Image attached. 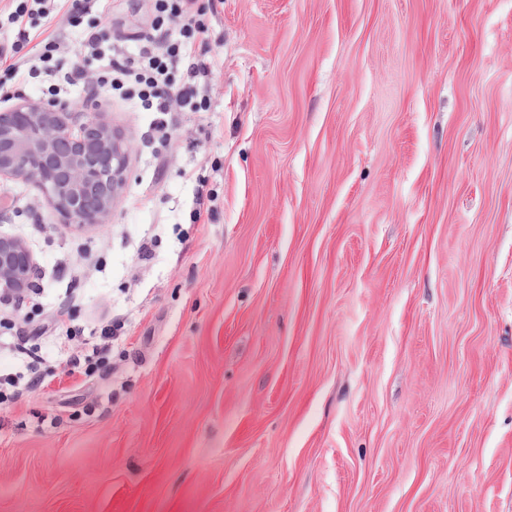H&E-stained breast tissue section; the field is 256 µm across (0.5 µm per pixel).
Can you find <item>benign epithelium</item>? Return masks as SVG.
I'll return each instance as SVG.
<instances>
[{
  "mask_svg": "<svg viewBox=\"0 0 512 512\" xmlns=\"http://www.w3.org/2000/svg\"><path fill=\"white\" fill-rule=\"evenodd\" d=\"M65 102L19 97L0 112V178L35 182L61 224H105L122 187L127 149L112 129ZM35 265L0 237V293L30 286Z\"/></svg>",
  "mask_w": 512,
  "mask_h": 512,
  "instance_id": "benign-epithelium-1",
  "label": "benign epithelium"
}]
</instances>
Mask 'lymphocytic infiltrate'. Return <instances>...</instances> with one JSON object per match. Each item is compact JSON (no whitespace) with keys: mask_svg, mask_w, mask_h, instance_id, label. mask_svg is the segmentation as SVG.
<instances>
[{"mask_svg":"<svg viewBox=\"0 0 512 512\" xmlns=\"http://www.w3.org/2000/svg\"><path fill=\"white\" fill-rule=\"evenodd\" d=\"M91 0H10L6 15L19 34L17 41L0 47V63L21 82L40 80L47 98L69 96L93 73L97 92L118 96L140 112H155L158 139L174 134L169 120L173 112H207L211 109L208 87L220 69L218 58L201 53L209 41L202 0H152V21L147 32L124 42L108 32L89 29L81 37L82 53L69 69L59 60L66 51L60 34L42 35L38 19L61 17L71 28L79 27ZM36 333L0 336V349L11 358L0 370V403L21 399L46 379V359ZM57 346L69 349V361L85 374L106 367L111 347L108 329L85 337L80 350H70V336L56 337Z\"/></svg>","mask_w":512,"mask_h":512,"instance_id":"f902f5d3","label":"lymphocytic infiltrate"}]
</instances>
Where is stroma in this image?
Here are the masks:
<instances>
[{
    "label": "stroma",
    "mask_w": 512,
    "mask_h": 512,
    "mask_svg": "<svg viewBox=\"0 0 512 512\" xmlns=\"http://www.w3.org/2000/svg\"><path fill=\"white\" fill-rule=\"evenodd\" d=\"M206 20L224 68L175 140L96 97L108 223L0 181L34 326L124 322L106 371L0 404V512H512V0ZM150 21L110 4L112 34Z\"/></svg>",
    "instance_id": "35a3bbf8"
}]
</instances>
